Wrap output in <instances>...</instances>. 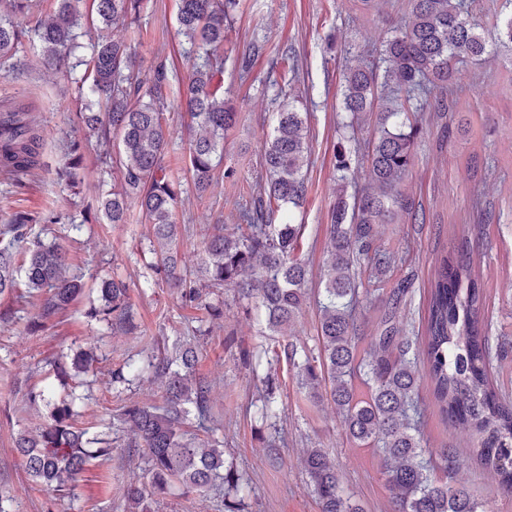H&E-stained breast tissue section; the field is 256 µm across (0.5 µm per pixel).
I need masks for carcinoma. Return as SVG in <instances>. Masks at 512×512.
<instances>
[{
  "label": "carcinoma",
  "mask_w": 512,
  "mask_h": 512,
  "mask_svg": "<svg viewBox=\"0 0 512 512\" xmlns=\"http://www.w3.org/2000/svg\"><path fill=\"white\" fill-rule=\"evenodd\" d=\"M0 12V69L11 60L25 32L14 18L28 15L38 0H5ZM86 0H57L55 14L38 23L37 41L43 62L76 84L79 95L93 97L101 109L88 104L77 113L79 125L107 147L102 158L120 173L119 187L98 197L99 212L109 224H124L136 206L150 225V279L177 289L184 307L202 312L197 322L213 323L224 316V302L209 300L188 281L180 267V230L174 212L181 191L166 172L163 159L170 131L164 111L168 76L164 67L143 80L133 70L136 45L91 36L89 14L80 10ZM98 22L105 27L138 22L143 0H91ZM473 0H411L408 22L388 37L379 62L361 61L343 74V103L355 116L381 112V128L369 150L371 185L348 201L336 196L327 228L322 299L317 345L309 348L291 331L309 300L308 269L297 257L303 225L284 216L275 222L277 208L302 204L304 168L310 146L306 120L295 107L276 113L273 133L263 146L267 179L257 201L240 208L238 223L218 224L204 246L203 269L210 287H232L238 299L264 311L269 335L278 337L275 357H284L297 384L314 400L329 390L330 401L344 418L349 441L376 448L381 473L397 512H483L465 485L456 478L459 451L445 448L437 461L425 458L421 428L425 408L419 396L420 365H426L432 400L441 417L472 432L470 452L512 491V407L505 405L490 378V365L509 353V343L490 336L481 318L484 304L481 274L471 250V225L461 227L454 248L434 266L421 335L411 336L397 321L408 303L409 279L389 292L369 338L365 354L359 323L360 308L371 291L362 287L359 268L371 277L385 275L399 261L382 244L378 228L396 216L420 222L419 208L402 190L423 130L425 113L454 108L458 64H478L495 48L512 49V13L487 32L474 15ZM237 0H179L180 32L188 39L191 71L183 102L196 126L189 127L188 161L200 192L214 183L224 152V135L237 122V112L217 95L215 82L224 74V33ZM89 37L90 55L72 61ZM86 66L81 77L74 71ZM44 137L26 112L0 113V172L18 182L38 167ZM357 149L339 143L336 181L342 185ZM84 157L80 140L67 143L59 178L69 188ZM34 218L19 210L0 224V294L13 290L18 271L35 298L32 330L44 327L81 294V277L71 275L62 247L36 242L26 262L17 266L19 245L29 238ZM103 305L90 316L126 335L137 333L128 286L120 279L104 280ZM196 346L178 344L170 351L142 361L131 359L112 371V382L133 383L143 376L161 383V405L131 401L117 421L126 432L127 448H143L150 486L132 478L123 497L127 512H152L154 498L172 493L224 490V512H239L230 493L246 485L240 474L224 465L221 440L215 437L210 382L198 373ZM261 405L256 414L265 424L267 447L283 448L279 428L278 388L274 375L263 378ZM80 396L47 399L48 420L33 432H22L15 448L33 481L60 496L73 491L76 475L92 459L111 454L103 440L87 436L73 425ZM304 471L320 512H364L343 495L330 452L319 446L306 450Z\"/></svg>",
  "instance_id": "carcinoma-1"
}]
</instances>
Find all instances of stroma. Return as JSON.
<instances>
[{
	"label": "stroma",
	"mask_w": 512,
	"mask_h": 512,
	"mask_svg": "<svg viewBox=\"0 0 512 512\" xmlns=\"http://www.w3.org/2000/svg\"><path fill=\"white\" fill-rule=\"evenodd\" d=\"M178 0H144L137 29H111L112 38H136L134 69L151 78L166 67L174 78L164 89L169 103L165 119L172 136L165 163L181 185L176 222L182 228L179 249L185 265L200 267L203 239L214 225L234 221L236 207L251 202L264 174L262 145L275 125L280 104L295 97L307 117L311 154L305 175L306 192L293 209L294 223L303 225L298 255L309 269L308 287L321 289L324 246L330 212L336 202V146L354 134L361 148L348 176L347 196L368 182L367 146L377 129L376 113L352 121L343 108L342 74L358 56L379 49L386 32L409 19L408 0H376L371 10L357 0H239L224 42V76L218 92L238 112V122L224 144L216 169L220 185L197 193L186 164L190 117L180 108V88L190 66L187 41L177 24ZM250 72L240 76L243 58ZM13 71L0 70V112L30 113L43 129L45 145L38 169L24 185L0 175V224L17 210L35 217V234L58 241L71 272L81 275L84 290L52 323L33 331L34 310L23 295L24 284L0 295V310L12 308L0 322V499L9 512H124L123 487L131 477L147 480L144 455L122 448L116 416L129 401L162 404L158 384L144 380L125 389L113 382L112 371L128 358L144 359L174 343L198 346L200 374L212 381L210 394L218 436L224 439V461L245 473L248 487L241 495L242 512H319L308 478L300 464L304 449L328 448L346 494L366 512H394L395 505L373 450L355 447L346 438L344 423L329 401L310 400L299 390L286 362H269L261 354L269 339L263 318L247 316L225 289L224 319L206 336L194 333L195 310L182 307L175 289L159 283L146 286L150 275L143 252L150 229L138 210L126 223L109 224L88 202L111 189L112 176L100 161L102 147L76 122L82 103L61 73L44 65L33 43L23 42ZM456 111L428 117L404 186L426 215L419 231L404 220L379 228L382 242L404 252L377 283L360 319L364 334H372L391 288L410 278L409 303L401 319L420 326L425 314L431 271L443 251L451 249L460 224L478 225L474 258L483 270L485 305L482 314L490 333L512 339V53L480 64L460 67ZM81 139L85 160L77 169L76 191L63 189L58 178L67 140ZM84 217L81 231L70 230L72 219ZM119 274L128 285L129 300L139 334L112 333L106 323L90 318L100 306V284ZM259 352L256 368L240 360L241 350ZM79 351L93 352L95 381L81 403L78 422L89 436L111 443L110 458L86 464L77 475L72 497L60 499L32 481L14 448L16 436L35 430L47 416L33 395L49 388L65 397L78 384L63 371ZM274 374L279 382V424L288 445L280 461L271 464L261 440L263 428L253 405L262 379ZM427 456L441 449L466 450L467 430L443 424L428 414L422 428ZM459 480L486 512H512V493L479 462L464 458Z\"/></svg>",
	"instance_id": "obj_1"
}]
</instances>
